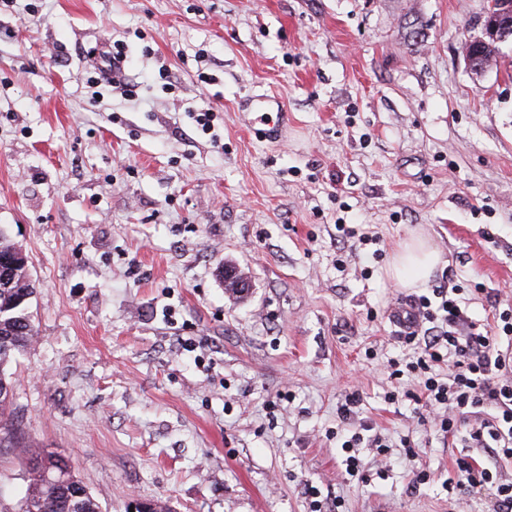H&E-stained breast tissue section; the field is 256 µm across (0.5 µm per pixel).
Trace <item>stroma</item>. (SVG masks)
<instances>
[{"mask_svg": "<svg viewBox=\"0 0 512 512\" xmlns=\"http://www.w3.org/2000/svg\"><path fill=\"white\" fill-rule=\"evenodd\" d=\"M486 5L0 0V225L36 287L14 416L102 512H310V485L322 512H492L448 491L460 441L385 399L412 235L473 319L512 307V46L480 76L461 53ZM115 41L132 98L88 83ZM353 391L392 444L362 480L332 436ZM30 479L0 448V512ZM440 261L441 256L424 239H411L394 255L389 274L402 288H419Z\"/></svg>", "mask_w": 512, "mask_h": 512, "instance_id": "35a3bbf8", "label": "stroma"}]
</instances>
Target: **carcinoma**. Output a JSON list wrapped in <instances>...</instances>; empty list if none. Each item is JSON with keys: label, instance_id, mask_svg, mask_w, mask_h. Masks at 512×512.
Wrapping results in <instances>:
<instances>
[{"label": "carcinoma", "instance_id": "cac0c4a2", "mask_svg": "<svg viewBox=\"0 0 512 512\" xmlns=\"http://www.w3.org/2000/svg\"><path fill=\"white\" fill-rule=\"evenodd\" d=\"M500 44L487 38L481 46L478 63L489 68L497 63ZM35 293L30 279L27 257L10 240L0 226V447L16 449L26 457L32 472V483L17 502L15 512H57L64 497L56 484V475H45L48 468L65 469L71 482L77 483L69 463L52 451L35 449L18 435L12 422L14 377L11 366L35 340V330L28 314V304ZM80 495L69 494L66 512H101L97 499L83 486Z\"/></svg>", "mask_w": 512, "mask_h": 512}]
</instances>
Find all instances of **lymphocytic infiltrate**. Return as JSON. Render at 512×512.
I'll use <instances>...</instances> for the list:
<instances>
[{
    "label": "lymphocytic infiltrate",
    "mask_w": 512,
    "mask_h": 512,
    "mask_svg": "<svg viewBox=\"0 0 512 512\" xmlns=\"http://www.w3.org/2000/svg\"><path fill=\"white\" fill-rule=\"evenodd\" d=\"M414 315L399 343L410 360L390 358L388 402L403 399L418 407V421L439 435L459 437L468 451L492 449L498 461L512 464V309L499 311L495 324L473 320L467 308L446 286L433 288L412 304ZM447 374H440V367ZM346 454V472H361L360 451L386 455L389 445L380 434L361 424L337 430ZM493 487V512H512V484L499 482L490 467L466 455L455 460L448 480L452 494Z\"/></svg>",
    "instance_id": "1"
}]
</instances>
